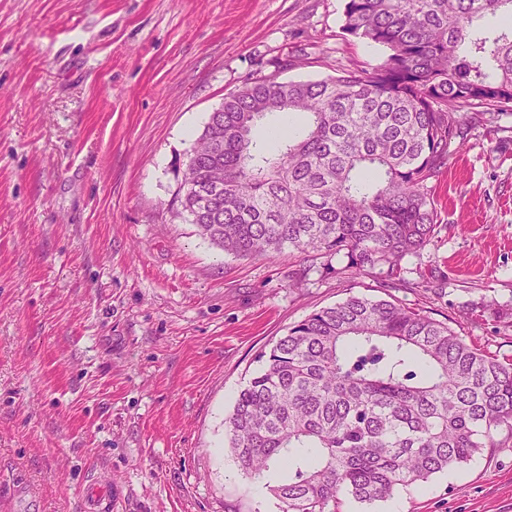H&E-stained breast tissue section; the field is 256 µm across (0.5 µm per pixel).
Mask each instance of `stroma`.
Masks as SVG:
<instances>
[{
  "instance_id": "obj_1",
  "label": "stroma",
  "mask_w": 512,
  "mask_h": 512,
  "mask_svg": "<svg viewBox=\"0 0 512 512\" xmlns=\"http://www.w3.org/2000/svg\"><path fill=\"white\" fill-rule=\"evenodd\" d=\"M344 0H0V512H279L225 449L258 356L350 295L512 356V115L434 181L405 282L241 258L176 217L188 151L247 79L371 70ZM296 58L282 71L279 62ZM305 278H297L299 270ZM445 295L421 289L431 272ZM341 512H512V447Z\"/></svg>"
}]
</instances>
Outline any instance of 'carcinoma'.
I'll use <instances>...</instances> for the list:
<instances>
[{"instance_id": "carcinoma-1", "label": "carcinoma", "mask_w": 512, "mask_h": 512, "mask_svg": "<svg viewBox=\"0 0 512 512\" xmlns=\"http://www.w3.org/2000/svg\"><path fill=\"white\" fill-rule=\"evenodd\" d=\"M343 33L389 50L372 71L248 79L194 139L175 195L238 257L333 256L395 285L435 235L428 184L471 131L512 111V0H345ZM302 129L270 145L276 116ZM225 418L239 470L280 512H340L512 441V362L396 300L350 296L288 328Z\"/></svg>"}]
</instances>
